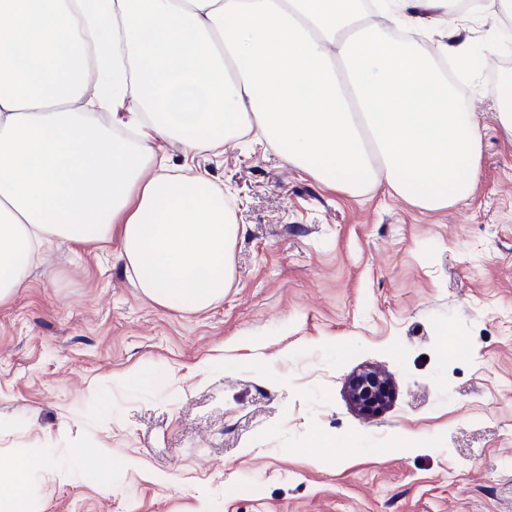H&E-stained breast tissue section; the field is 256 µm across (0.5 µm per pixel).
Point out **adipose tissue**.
Listing matches in <instances>:
<instances>
[{"label":"adipose tissue","mask_w":512,"mask_h":512,"mask_svg":"<svg viewBox=\"0 0 512 512\" xmlns=\"http://www.w3.org/2000/svg\"><path fill=\"white\" fill-rule=\"evenodd\" d=\"M0 0V305L53 241L119 238L141 293L201 312L224 297L238 234L205 174L157 166L245 127L288 164L351 188L385 181L416 206L467 200L481 126L435 55L395 25L445 24L438 54L471 60L448 0ZM137 126L130 144L118 128ZM32 461L0 463V505L30 512Z\"/></svg>","instance_id":"ef3b65f1"}]
</instances>
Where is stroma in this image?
Returning a JSON list of instances; mask_svg holds the SVG:
<instances>
[{
  "mask_svg": "<svg viewBox=\"0 0 512 512\" xmlns=\"http://www.w3.org/2000/svg\"><path fill=\"white\" fill-rule=\"evenodd\" d=\"M486 16L459 80L482 116L471 196L438 211L350 192L260 132L184 156L240 231L223 300L162 308L119 241L56 240L0 306V461L37 465L35 512H512V54ZM168 383L123 385V372ZM393 398L358 410L349 379ZM330 439L334 453L313 447ZM496 113L500 126L512 136V81L495 93ZM385 381L373 371L354 375L348 382V393L352 402L366 412L383 409L390 398V391Z\"/></svg>",
  "mask_w": 512,
  "mask_h": 512,
  "instance_id": "35a3bbf8",
  "label": "stroma"
}]
</instances>
